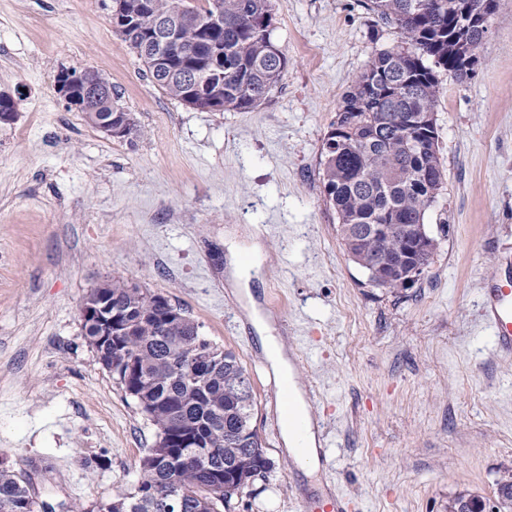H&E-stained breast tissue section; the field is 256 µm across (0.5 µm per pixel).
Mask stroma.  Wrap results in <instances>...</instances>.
<instances>
[{"instance_id": "obj_1", "label": "stroma", "mask_w": 512, "mask_h": 512, "mask_svg": "<svg viewBox=\"0 0 512 512\" xmlns=\"http://www.w3.org/2000/svg\"><path fill=\"white\" fill-rule=\"evenodd\" d=\"M288 70L247 112L198 110L151 80L112 26V0H0V456L52 512L131 490L156 429L99 363L80 309L120 278L165 296L235 354L272 469L230 512H301L333 488L352 512H448L468 492L496 506L512 473V354L477 328L496 254L512 259V0L470 73L437 69L444 181L437 240L411 288L370 284L349 258L321 183L324 138L352 80L394 25L361 0H271ZM99 70L138 135L90 126L58 93ZM258 269L227 280V246ZM269 320L314 397L332 464L306 475L265 411L277 379L252 317Z\"/></svg>"}]
</instances>
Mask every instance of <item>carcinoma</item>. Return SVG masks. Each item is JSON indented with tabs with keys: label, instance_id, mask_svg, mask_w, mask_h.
<instances>
[{
	"label": "carcinoma",
	"instance_id": "obj_1",
	"mask_svg": "<svg viewBox=\"0 0 512 512\" xmlns=\"http://www.w3.org/2000/svg\"><path fill=\"white\" fill-rule=\"evenodd\" d=\"M125 21L116 31L146 65L164 93L186 105V81L207 79L210 98L225 111L246 112L267 101L287 69L285 52H272L267 21L271 0H122ZM464 0H365V8L399 31L401 45L376 53L342 97L323 143L322 183L326 202L336 210L341 239L369 281L383 288L404 287L410 268L401 260L405 229L422 228L435 241L425 214L443 184L436 128L416 123L434 112L440 94L435 69L463 73L460 60L478 58L485 34L465 25ZM181 11L180 54L169 66L154 65V43L147 40L152 13ZM94 78L105 96L93 110L80 107L99 129L110 119L137 124L119 104L106 75ZM371 224L389 225L380 240ZM153 293L135 283L112 279L91 289L85 301L117 311L113 324L124 330V350L134 363L128 382H119L141 412L149 411L156 429L178 425L192 442L187 448L148 451L140 462V479L124 500L99 502L96 512H162L172 478L184 481L172 512L230 510L235 492L218 498L213 485L232 481L242 469H259L264 450L251 420L252 388L235 355L218 350L208 377L200 379L190 348L208 339L188 316L164 320L166 311ZM101 365L112 370L111 326H82ZM30 485L11 465L0 464V512H42Z\"/></svg>",
	"mask_w": 512,
	"mask_h": 512
}]
</instances>
